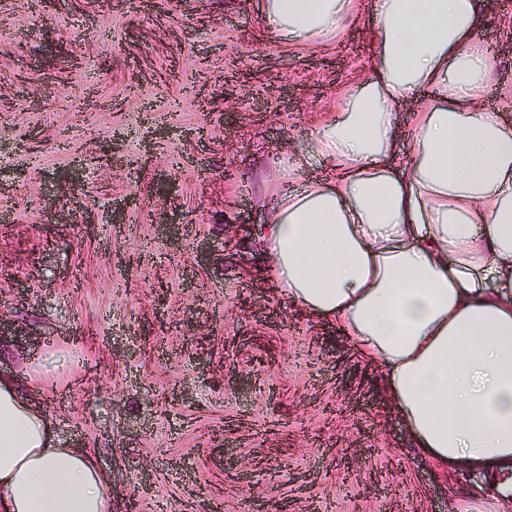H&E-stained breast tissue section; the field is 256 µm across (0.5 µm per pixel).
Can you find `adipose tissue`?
<instances>
[{"instance_id":"obj_1","label":"adipose tissue","mask_w":512,"mask_h":512,"mask_svg":"<svg viewBox=\"0 0 512 512\" xmlns=\"http://www.w3.org/2000/svg\"><path fill=\"white\" fill-rule=\"evenodd\" d=\"M353 0H266V28L324 36ZM362 73L316 132L305 178L262 225L266 279L379 365L412 446L480 469L512 512V125L479 106L481 0H371ZM410 160L396 146L412 96ZM0 512H112L93 455L0 374Z\"/></svg>"}]
</instances>
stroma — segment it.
I'll list each match as a JSON object with an SVG mask.
<instances>
[{
	"label": "stroma",
	"instance_id": "35a3bbf8",
	"mask_svg": "<svg viewBox=\"0 0 512 512\" xmlns=\"http://www.w3.org/2000/svg\"><path fill=\"white\" fill-rule=\"evenodd\" d=\"M0 0V372L112 478L113 512H456L381 370L260 272L290 161L364 66L265 0ZM483 105L512 122V0Z\"/></svg>",
	"mask_w": 512,
	"mask_h": 512
}]
</instances>
